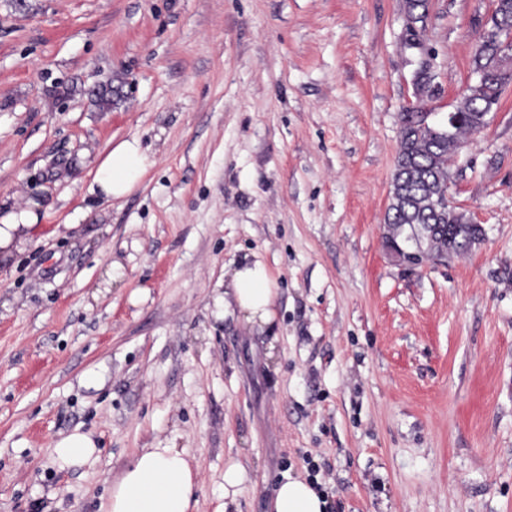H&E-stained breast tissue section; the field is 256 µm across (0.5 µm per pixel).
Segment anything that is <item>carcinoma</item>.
<instances>
[{"mask_svg":"<svg viewBox=\"0 0 512 512\" xmlns=\"http://www.w3.org/2000/svg\"><path fill=\"white\" fill-rule=\"evenodd\" d=\"M402 10L426 25L428 0H402ZM489 22L512 24V0H499ZM471 68L475 81L454 106L464 120L451 130L434 131L415 111L401 115L400 147L385 217L388 246L413 245L440 258L467 253L484 239L482 225L455 207L440 205L448 193L451 156L485 125L487 107L498 104L512 83V68L502 63L495 45L477 44Z\"/></svg>","mask_w":512,"mask_h":512,"instance_id":"carcinoma-1","label":"carcinoma"}]
</instances>
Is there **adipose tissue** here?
Masks as SVG:
<instances>
[{
  "mask_svg": "<svg viewBox=\"0 0 512 512\" xmlns=\"http://www.w3.org/2000/svg\"><path fill=\"white\" fill-rule=\"evenodd\" d=\"M139 140H124L96 162L90 191L103 201L119 200L138 187L154 165ZM38 203L0 216V261H6L32 241L40 227ZM276 280L261 260L243 261L232 271L230 294L220 297L222 308H236L244 320L261 326L274 319ZM54 461L67 469L88 462L98 451L91 433L73 431L54 444ZM199 489L197 473L187 449L145 448L113 482L102 512H192ZM329 503L308 480L283 482L273 512H326Z\"/></svg>",
  "mask_w": 512,
  "mask_h": 512,
  "instance_id": "adipose-tissue-1",
  "label": "adipose tissue"
}]
</instances>
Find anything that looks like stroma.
<instances>
[{"mask_svg":"<svg viewBox=\"0 0 512 512\" xmlns=\"http://www.w3.org/2000/svg\"><path fill=\"white\" fill-rule=\"evenodd\" d=\"M492 3L431 0L412 37L401 0H0V214L44 216L0 265V512H99L164 447L196 512L233 462L230 512L312 462L328 512H512V86L448 165L484 241L417 268L384 243L400 114L445 119ZM131 138L156 164L101 202ZM247 255L262 328L216 306ZM77 429L99 452L59 469ZM154 164L139 140H123L96 161L89 191L106 202L122 199L138 187Z\"/></svg>","mask_w":512,"mask_h":512,"instance_id":"stroma-1","label":"stroma"}]
</instances>
